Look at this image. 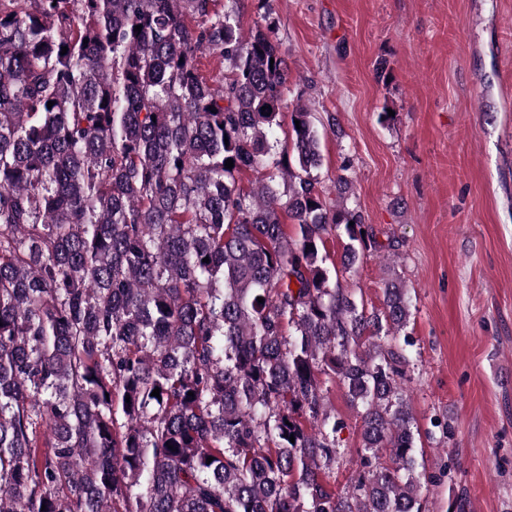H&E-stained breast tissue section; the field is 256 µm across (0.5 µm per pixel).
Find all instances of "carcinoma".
<instances>
[{"mask_svg": "<svg viewBox=\"0 0 512 512\" xmlns=\"http://www.w3.org/2000/svg\"><path fill=\"white\" fill-rule=\"evenodd\" d=\"M287 80L274 22L215 0H0V512H422L409 358L376 341L410 344L409 289L368 313L334 281L336 231L345 270L380 245ZM215 4L218 11L235 15L244 33H248L258 24H265L263 16L267 9L258 0H217ZM328 389L329 405L343 428L336 434L341 452L326 481L332 491L343 494L360 468V458L356 453L360 446V419L348 402L345 387L338 380L328 383Z\"/></svg>", "mask_w": 512, "mask_h": 512, "instance_id": "carcinoma-1", "label": "carcinoma"}]
</instances>
